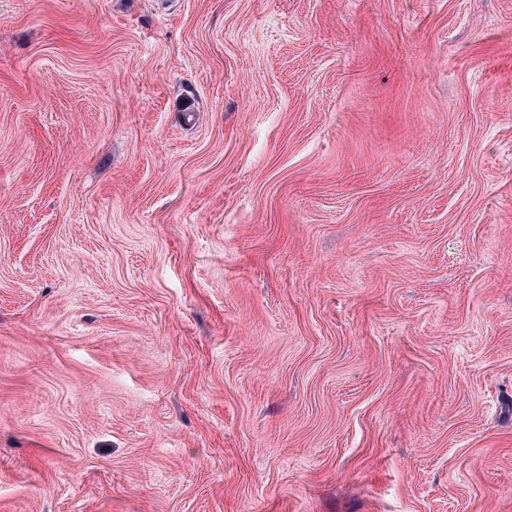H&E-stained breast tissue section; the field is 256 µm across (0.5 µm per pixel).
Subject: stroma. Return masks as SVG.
<instances>
[{
	"mask_svg": "<svg viewBox=\"0 0 512 512\" xmlns=\"http://www.w3.org/2000/svg\"><path fill=\"white\" fill-rule=\"evenodd\" d=\"M0 512H512V0H0Z\"/></svg>",
	"mask_w": 512,
	"mask_h": 512,
	"instance_id": "35a3bbf8",
	"label": "stroma"
}]
</instances>
